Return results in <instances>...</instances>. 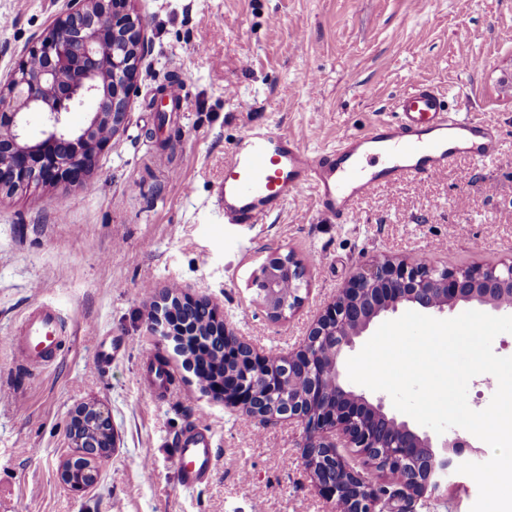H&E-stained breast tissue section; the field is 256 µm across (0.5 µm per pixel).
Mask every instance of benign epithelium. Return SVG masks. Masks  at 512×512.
<instances>
[{"mask_svg": "<svg viewBox=\"0 0 512 512\" xmlns=\"http://www.w3.org/2000/svg\"><path fill=\"white\" fill-rule=\"evenodd\" d=\"M131 0H64L39 44L0 81V189H22L35 180L68 182L88 173L99 151L125 126L136 88L146 32ZM95 103L80 127L67 114ZM43 118L29 137V116ZM307 264L293 254L261 264L252 281L260 304L279 319L302 303ZM512 252L488 266L448 268L390 255L365 259L311 326L302 346L286 356L259 351L217 318L208 299L159 294L148 331L176 338L174 354L209 376L203 390L239 407L262 426L295 421L306 434L304 463L332 512H416L447 479L455 458L471 447L459 432L437 437L417 432L346 385L344 351L373 322L411 306L434 316L461 303L512 315ZM204 309L224 344V374L196 358L186 323ZM72 455L60 468L74 491L93 488L99 466L116 447L109 412L96 403L77 406L67 430ZM349 450L344 455L340 449Z\"/></svg>", "mask_w": 512, "mask_h": 512, "instance_id": "obj_1", "label": "benign epithelium"}]
</instances>
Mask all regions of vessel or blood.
<instances>
[{
  "label": "vessel or blood",
  "mask_w": 512,
  "mask_h": 512,
  "mask_svg": "<svg viewBox=\"0 0 512 512\" xmlns=\"http://www.w3.org/2000/svg\"><path fill=\"white\" fill-rule=\"evenodd\" d=\"M397 109L394 120L379 121L368 132L317 153L282 133L247 130L224 161L225 223H260L309 191L325 220L344 224L357 218V201L381 186L438 178L458 157L482 161L497 153L494 127L468 115L450 116L432 86L417 85L398 100ZM61 341L56 310L42 305L15 337V356L24 365L44 366L53 361ZM213 445L203 422L179 440L175 464L183 487H194L211 474Z\"/></svg>",
  "instance_id": "1"
}]
</instances>
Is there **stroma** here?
<instances>
[{"label": "stroma", "mask_w": 512, "mask_h": 512, "mask_svg": "<svg viewBox=\"0 0 512 512\" xmlns=\"http://www.w3.org/2000/svg\"><path fill=\"white\" fill-rule=\"evenodd\" d=\"M61 0H0V76L52 24ZM148 41L127 123L99 152L87 187L41 182L0 194V512H322L304 467L301 425L268 426L202 395L180 361L168 392L147 364L172 352L147 330L157 291L211 299L225 323L273 354L310 325L371 255L451 268L491 264L512 248V0H133ZM182 112L153 103L169 80ZM426 83L448 112L498 131L495 159L456 160L440 178L377 190L352 224L321 221L314 199L260 224H228L216 205L224 159L250 127L311 150L394 119L399 97ZM309 266L299 309L272 320L252 277L277 254ZM54 306L68 325L55 362L18 366L10 341L29 310ZM112 342L111 364L97 360ZM104 406L117 446L85 492L58 478L73 409ZM205 421L217 461L180 486L175 442ZM422 512H470L469 476Z\"/></svg>", "instance_id": "obj_1"}]
</instances>
